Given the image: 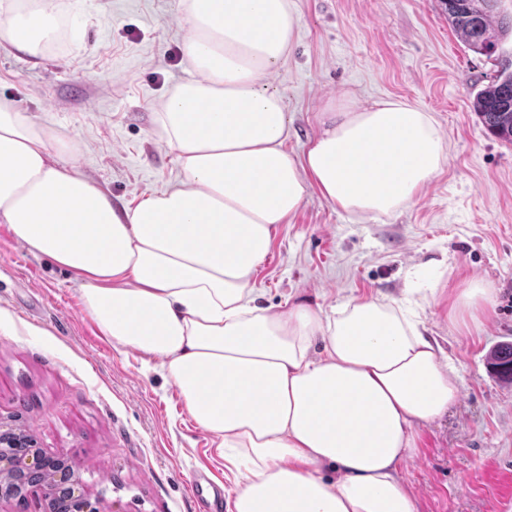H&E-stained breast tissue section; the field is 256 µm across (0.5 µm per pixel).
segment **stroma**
I'll use <instances>...</instances> for the list:
<instances>
[{"mask_svg": "<svg viewBox=\"0 0 512 512\" xmlns=\"http://www.w3.org/2000/svg\"><path fill=\"white\" fill-rule=\"evenodd\" d=\"M80 38L43 57L0 44V100L73 140L74 161L118 204L177 182L159 140V101L188 76L179 0H80ZM297 38L270 82L288 111L286 148L301 157L329 100L401 98L426 108L447 157L420 197L362 219L317 190L278 225L255 274L263 303L302 296L400 298L420 287L427 334L452 358L460 393L419 427L403 467L418 512H512V383L488 365L512 342V142L471 107L495 60L470 51L440 0H292ZM493 290L475 318L448 316L471 279ZM20 415L39 448L67 452L102 512H195L198 475L238 479L176 385L140 352L113 344L83 308L70 272L29 253L0 224V419Z\"/></svg>", "mask_w": 512, "mask_h": 512, "instance_id": "1", "label": "stroma"}]
</instances>
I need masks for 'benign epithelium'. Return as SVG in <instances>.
<instances>
[{
	"instance_id": "1",
	"label": "benign epithelium",
	"mask_w": 512,
	"mask_h": 512,
	"mask_svg": "<svg viewBox=\"0 0 512 512\" xmlns=\"http://www.w3.org/2000/svg\"><path fill=\"white\" fill-rule=\"evenodd\" d=\"M19 487L41 489L47 512H102L90 501L67 455L41 452L30 430L0 421V501L15 498Z\"/></svg>"
}]
</instances>
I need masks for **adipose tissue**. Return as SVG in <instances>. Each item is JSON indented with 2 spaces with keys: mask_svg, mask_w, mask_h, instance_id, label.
I'll list each match as a JSON object with an SVG mask.
<instances>
[{
  "mask_svg": "<svg viewBox=\"0 0 512 512\" xmlns=\"http://www.w3.org/2000/svg\"><path fill=\"white\" fill-rule=\"evenodd\" d=\"M180 7L192 76L155 113L179 181L117 206L72 163V141L0 100V224L72 272L104 334L156 360L218 447L243 453L233 512H417L401 467L459 383L416 302L274 309L257 303L254 275L310 188L360 218L416 199L446 158L440 125L400 98L332 100L293 158L270 87L296 37L291 0ZM61 18L44 0H0V40L44 54Z\"/></svg>",
  "mask_w": 512,
  "mask_h": 512,
  "instance_id": "ef3b65f1",
  "label": "adipose tissue"
}]
</instances>
